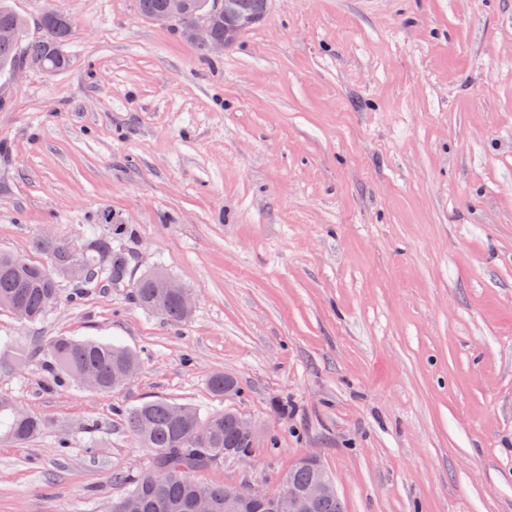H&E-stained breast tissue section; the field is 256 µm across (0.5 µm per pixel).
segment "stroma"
<instances>
[{
	"label": "stroma",
	"mask_w": 512,
	"mask_h": 512,
	"mask_svg": "<svg viewBox=\"0 0 512 512\" xmlns=\"http://www.w3.org/2000/svg\"><path fill=\"white\" fill-rule=\"evenodd\" d=\"M73 21L71 63L0 76V251L125 227L131 269L189 288L183 325L130 287L0 340L115 342L99 393L0 349V392L47 427L0 440V512H110L151 455L123 411L236 409L275 486L316 456L346 512H512V0H271L213 62L135 0H10ZM236 378L219 396L209 379Z\"/></svg>",
	"instance_id": "1"
}]
</instances>
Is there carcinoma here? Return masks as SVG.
I'll return each mask as SVG.
<instances>
[{"mask_svg":"<svg viewBox=\"0 0 512 512\" xmlns=\"http://www.w3.org/2000/svg\"><path fill=\"white\" fill-rule=\"evenodd\" d=\"M170 0H137L139 12L146 18L164 15ZM225 12L215 11L208 0H185L178 22L184 35L201 16L205 17L211 36L224 39L225 26L253 19V27L267 16L268 0H226ZM41 36L23 42L28 21L16 13L7 0H0V74L18 67L35 68L48 76L65 70L69 57L63 50L71 29L66 16L45 10L36 19ZM35 248L46 261L20 260L0 252V309L12 313L22 323H36L46 313L63 303L58 279L72 281L76 289L88 293L103 286L124 284L131 277L129 254L112 244V235L92 237L80 245L60 243L48 237L35 242ZM169 279L162 270L144 274L133 281L137 302L151 310L159 308L175 324L186 321L192 309L185 307L181 294L185 288H151L149 280ZM25 357L39 354L48 373L56 378L68 377L80 385L111 392L124 383L113 381L115 373L133 376L138 359L123 347L98 341H78L65 336L47 340L37 350L25 346ZM211 390L217 394L238 391L237 381L218 373L210 378ZM239 413L233 410L201 414L197 409L155 400L132 406L124 411L127 431L139 445L153 456L152 465L141 474L128 477L127 491L112 500L111 512H188V505L201 497L211 505V512H243L248 486L231 490L211 484L199 474L218 459L232 460L251 455L254 442L238 428ZM39 417L18 412L9 395L0 393V438L22 444L31 441L45 429ZM312 468L291 470V486L301 488L314 480Z\"/></svg>","mask_w":512,"mask_h":512,"instance_id":"1","label":"carcinoma"}]
</instances>
